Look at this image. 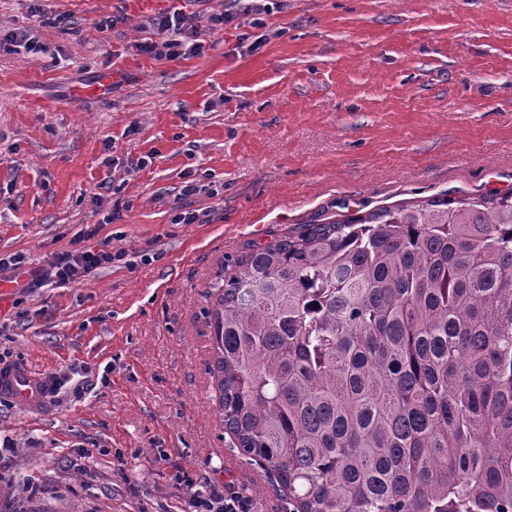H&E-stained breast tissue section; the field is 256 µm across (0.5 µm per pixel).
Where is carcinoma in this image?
I'll return each mask as SVG.
<instances>
[{
  "label": "carcinoma",
  "mask_w": 512,
  "mask_h": 512,
  "mask_svg": "<svg viewBox=\"0 0 512 512\" xmlns=\"http://www.w3.org/2000/svg\"><path fill=\"white\" fill-rule=\"evenodd\" d=\"M214 296L224 428L294 512H512V193L307 224Z\"/></svg>",
  "instance_id": "obj_1"
}]
</instances>
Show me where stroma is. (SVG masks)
Here are the masks:
<instances>
[{"mask_svg":"<svg viewBox=\"0 0 512 512\" xmlns=\"http://www.w3.org/2000/svg\"><path fill=\"white\" fill-rule=\"evenodd\" d=\"M175 5L203 54L139 53ZM234 7L0 0V31L46 48L0 52V258L127 255L62 287L0 270V365L65 381L31 408L0 398V512H191L226 484L288 512L258 462L225 467L208 296L225 265L306 224L512 192V0H262L209 31Z\"/></svg>","mask_w":512,"mask_h":512,"instance_id":"obj_1","label":"stroma"}]
</instances>
